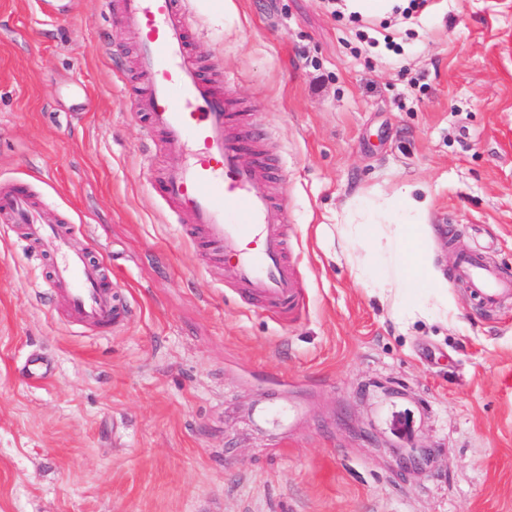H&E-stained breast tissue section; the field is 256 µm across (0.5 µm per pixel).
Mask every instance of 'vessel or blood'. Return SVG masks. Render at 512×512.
<instances>
[{"label": "vessel or blood", "mask_w": 512, "mask_h": 512, "mask_svg": "<svg viewBox=\"0 0 512 512\" xmlns=\"http://www.w3.org/2000/svg\"><path fill=\"white\" fill-rule=\"evenodd\" d=\"M117 17L140 40V67L148 77L143 109L149 131L159 132L171 162L157 186L174 211L188 215L191 231L224 261L228 286L249 303L277 315L304 305L297 271L288 257L284 203L258 190L265 164L242 159L243 134L232 119L233 78L216 86L192 59V22L185 0H119ZM41 204L24 184L0 183V220L26 227L55 259V293L78 324L107 326L123 307L112 278L71 229L45 224ZM455 272L486 306L512 295V278L482 253L461 251Z\"/></svg>", "instance_id": "1"}]
</instances>
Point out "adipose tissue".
I'll list each match as a JSON object with an SVG mask.
<instances>
[{
  "instance_id": "1",
  "label": "adipose tissue",
  "mask_w": 512,
  "mask_h": 512,
  "mask_svg": "<svg viewBox=\"0 0 512 512\" xmlns=\"http://www.w3.org/2000/svg\"><path fill=\"white\" fill-rule=\"evenodd\" d=\"M429 208V198L416 197L410 187L381 201L360 198L336 227V253L399 329L422 321L460 330L455 296L434 259Z\"/></svg>"
}]
</instances>
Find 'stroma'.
I'll use <instances>...</instances> for the list:
<instances>
[{
  "mask_svg": "<svg viewBox=\"0 0 512 512\" xmlns=\"http://www.w3.org/2000/svg\"><path fill=\"white\" fill-rule=\"evenodd\" d=\"M188 9L198 65L234 77L279 168L306 308L243 303L157 196L170 157L130 112L147 79L113 7L0 0V182L72 226L127 307L71 323L51 257L0 223V512H512V300L453 275L473 249L512 277V0L402 25L350 0ZM404 186L432 198L465 331L400 333L326 252L357 197Z\"/></svg>",
  "mask_w": 512,
  "mask_h": 512,
  "instance_id": "obj_1",
  "label": "stroma"
}]
</instances>
